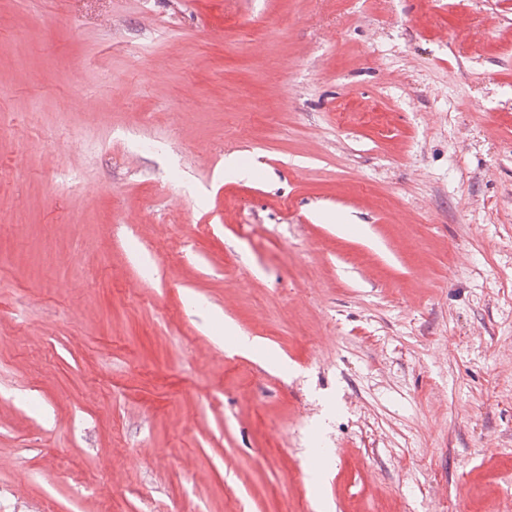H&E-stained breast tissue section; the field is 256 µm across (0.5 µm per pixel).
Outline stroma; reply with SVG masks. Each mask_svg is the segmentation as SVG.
<instances>
[{
	"mask_svg": "<svg viewBox=\"0 0 512 512\" xmlns=\"http://www.w3.org/2000/svg\"><path fill=\"white\" fill-rule=\"evenodd\" d=\"M510 503L512 0H0V512Z\"/></svg>",
	"mask_w": 512,
	"mask_h": 512,
	"instance_id": "obj_1",
	"label": "stroma"
}]
</instances>
